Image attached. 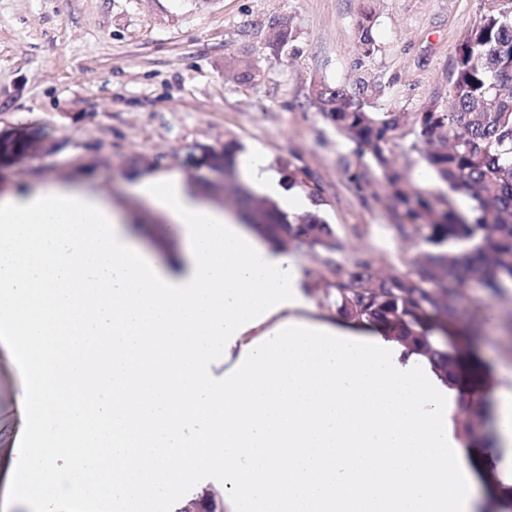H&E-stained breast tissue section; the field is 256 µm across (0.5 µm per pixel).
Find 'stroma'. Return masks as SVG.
<instances>
[{
    "instance_id": "obj_1",
    "label": "stroma",
    "mask_w": 512,
    "mask_h": 512,
    "mask_svg": "<svg viewBox=\"0 0 512 512\" xmlns=\"http://www.w3.org/2000/svg\"><path fill=\"white\" fill-rule=\"evenodd\" d=\"M481 0H0V139H26L24 154L0 159V194L53 181L96 192L113 212L143 227L142 243L176 262L183 239L133 191L145 174L179 175L210 208L239 212L243 178L234 161L263 151L270 169L304 171L321 189L318 215L330 224L345 268L366 260L387 273L413 271L421 232L399 231L382 170L316 107L325 83L366 100L377 112L406 117L393 151L409 185L442 191L412 150L414 120L445 108L463 35ZM373 11L375 47L364 53L357 24ZM291 38L271 53L272 26ZM251 60L255 82L234 79L232 61ZM306 302L294 316L364 334L328 301L336 277L319 255L296 243ZM462 340L492 379L512 392V288L499 295L469 283L455 299ZM21 374L0 344V464L23 421ZM492 433L466 447L473 492L487 500L503 481L485 467Z\"/></svg>"
}]
</instances>
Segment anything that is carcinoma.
<instances>
[{"instance_id": "1", "label": "carcinoma", "mask_w": 512, "mask_h": 512, "mask_svg": "<svg viewBox=\"0 0 512 512\" xmlns=\"http://www.w3.org/2000/svg\"><path fill=\"white\" fill-rule=\"evenodd\" d=\"M372 29L366 12L358 23V42L366 53L375 45ZM288 38V26L279 24L268 47L279 53ZM462 42L451 109L418 114L412 149L422 154L439 182L470 196L473 205L467 214L415 193L396 168L392 146L403 127L402 116L370 111L336 86L322 84L315 92L323 116L383 170L397 227L428 229L430 249L415 260V273L382 274L367 262L341 271L332 258L341 245L331 226L312 212L288 224L272 212H252L246 220L272 238L285 234L326 253L325 264L339 276L334 305L343 319L373 326L403 347L407 358H426L448 387H467L455 430L469 440L482 427L491 384L467 380L465 356L454 338L452 297L471 281L493 293L512 285V0H484L479 20ZM288 180V187L299 188L314 206L321 205V190L307 175L290 171Z\"/></svg>"}]
</instances>
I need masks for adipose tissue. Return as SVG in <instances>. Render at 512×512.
<instances>
[{"label": "adipose tissue", "instance_id": "1", "mask_svg": "<svg viewBox=\"0 0 512 512\" xmlns=\"http://www.w3.org/2000/svg\"><path fill=\"white\" fill-rule=\"evenodd\" d=\"M237 164L283 211L306 207L262 152ZM135 190L183 225L182 276L137 248L102 198L54 185L0 196V340L36 358L22 446L0 479L27 475L44 512H67L99 445L119 472L106 495L136 497L140 512L203 468L223 470L230 512H474L464 452L447 447L449 388L433 369L402 364L377 333L271 324L305 302L292 258L177 175L143 176ZM100 338L111 385L45 415L60 371L81 379V355ZM220 340L240 345L242 363L216 386L206 368Z\"/></svg>", "mask_w": 512, "mask_h": 512}]
</instances>
